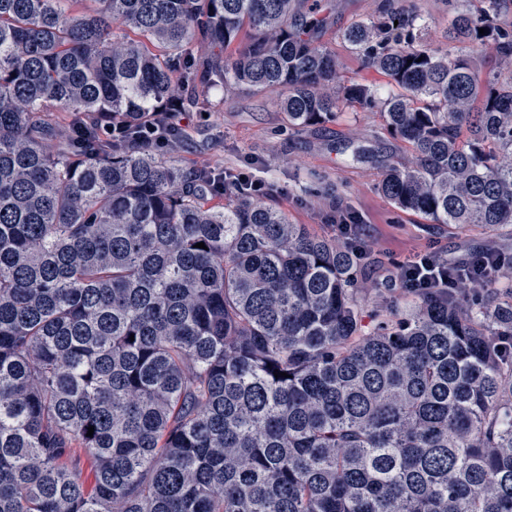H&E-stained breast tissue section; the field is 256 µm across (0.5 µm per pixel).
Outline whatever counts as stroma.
I'll use <instances>...</instances> for the list:
<instances>
[{"mask_svg":"<svg viewBox=\"0 0 512 512\" xmlns=\"http://www.w3.org/2000/svg\"><path fill=\"white\" fill-rule=\"evenodd\" d=\"M208 113H188L184 137L173 154L187 168L244 173L269 186L272 203L294 224L321 236L348 242L350 234L371 240L359 281L365 306L378 298L384 275L414 255L435 251L450 259L482 248L512 256V225L488 234L456 231L422 213L394 208L377 190L385 161L404 162L406 143L383 131L376 109H359L340 120L302 131L288 128L274 92L214 90ZM367 156L354 160L355 149ZM358 214L360 225L341 230L340 215Z\"/></svg>","mask_w":512,"mask_h":512,"instance_id":"35a3bbf8","label":"stroma"}]
</instances>
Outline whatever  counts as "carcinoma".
<instances>
[{"instance_id": "obj_1", "label": "carcinoma", "mask_w": 512, "mask_h": 512, "mask_svg": "<svg viewBox=\"0 0 512 512\" xmlns=\"http://www.w3.org/2000/svg\"><path fill=\"white\" fill-rule=\"evenodd\" d=\"M83 2L0 0V512H512V265L381 297L366 332L353 244L102 137L212 83L296 130L378 105L412 152L383 197L512 224V0H457L484 63L426 43L418 0L350 22L382 100L336 86L312 0Z\"/></svg>"}]
</instances>
